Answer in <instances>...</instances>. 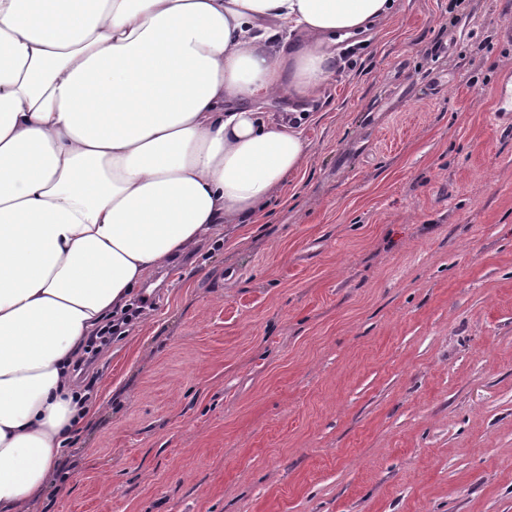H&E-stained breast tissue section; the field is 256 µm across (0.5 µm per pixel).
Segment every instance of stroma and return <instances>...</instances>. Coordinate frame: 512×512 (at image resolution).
Instances as JSON below:
<instances>
[{"label":"stroma","instance_id":"35a3bbf8","mask_svg":"<svg viewBox=\"0 0 512 512\" xmlns=\"http://www.w3.org/2000/svg\"><path fill=\"white\" fill-rule=\"evenodd\" d=\"M512 0H396L253 223L157 272L24 512H512ZM496 118L506 124H512V75H505L497 84L495 109Z\"/></svg>","mask_w":512,"mask_h":512}]
</instances>
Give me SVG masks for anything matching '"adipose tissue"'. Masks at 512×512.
Wrapping results in <instances>:
<instances>
[{
	"instance_id": "adipose-tissue-1",
	"label": "adipose tissue",
	"mask_w": 512,
	"mask_h": 512,
	"mask_svg": "<svg viewBox=\"0 0 512 512\" xmlns=\"http://www.w3.org/2000/svg\"><path fill=\"white\" fill-rule=\"evenodd\" d=\"M393 0H0V512L95 415L72 367L148 278L251 223Z\"/></svg>"
}]
</instances>
